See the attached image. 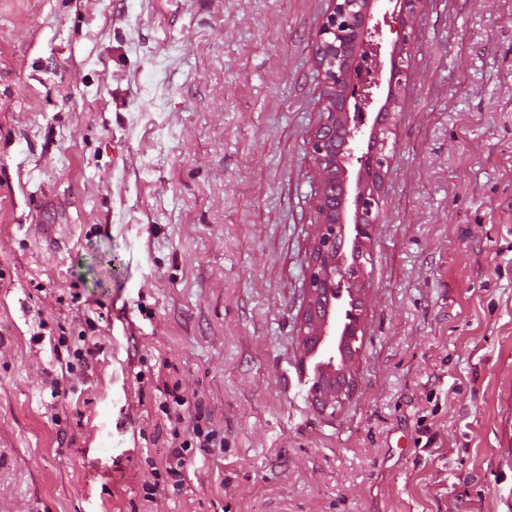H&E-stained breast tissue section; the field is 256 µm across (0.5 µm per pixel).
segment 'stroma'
<instances>
[{
    "label": "stroma",
    "instance_id": "obj_1",
    "mask_svg": "<svg viewBox=\"0 0 512 512\" xmlns=\"http://www.w3.org/2000/svg\"><path fill=\"white\" fill-rule=\"evenodd\" d=\"M330 7L0 0V512H512V0L367 9L346 111L387 162L345 166L379 214L325 409L300 328ZM169 386L223 445L148 502Z\"/></svg>",
    "mask_w": 512,
    "mask_h": 512
}]
</instances>
